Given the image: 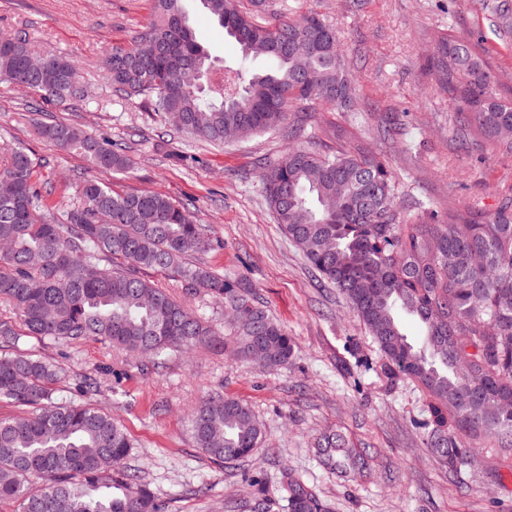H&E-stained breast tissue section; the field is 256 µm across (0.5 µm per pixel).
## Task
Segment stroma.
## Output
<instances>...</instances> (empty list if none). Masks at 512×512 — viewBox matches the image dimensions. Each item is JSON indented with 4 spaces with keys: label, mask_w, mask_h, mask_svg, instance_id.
I'll list each match as a JSON object with an SVG mask.
<instances>
[{
    "label": "stroma",
    "mask_w": 512,
    "mask_h": 512,
    "mask_svg": "<svg viewBox=\"0 0 512 512\" xmlns=\"http://www.w3.org/2000/svg\"><path fill=\"white\" fill-rule=\"evenodd\" d=\"M259 23L320 14L339 32L355 79L356 109L314 105L288 122L301 144L317 150L337 143L364 146L386 162L399 195L440 212H470L483 220L512 192V151L463 134L456 112L428 76L436 33L482 39L501 89L512 94V42L496 38L477 0H266ZM189 22L216 66L269 69L263 58L242 59L236 44L200 6L185 0ZM153 18L152 0H0V32L25 30L38 47L74 61L85 100L27 111L29 93L0 81V147L23 146L41 160L40 176L55 182L93 176L82 154L42 138L37 123L73 124L97 138L124 141L135 166L111 175L119 193L155 192L189 203L219 247L190 264L224 275L261 303L288 331L294 351L287 366L267 369L235 354L223 303L205 292L187 294L160 270L146 278L200 315L210 337L188 352L167 355L163 367L92 339L57 343L21 337L20 349L53 358L68 377L64 400L94 404L120 422L132 450L123 462L138 472L167 512H249L248 475L266 479L268 512H287L282 469L314 485L332 512H512V447L487 448L453 471L432 457L418 421L426 396L412 380L387 379L362 322L336 288L314 277L266 202L262 174L290 144L287 134L263 133L214 145L177 134L167 115L142 99L113 92L103 59L129 45ZM98 375V393L80 391L82 375ZM212 395L245 401L264 431L260 447L232 466L197 447L192 409ZM341 431L366 451L367 476L342 478L326 469L315 439Z\"/></svg>",
    "instance_id": "1"
}]
</instances>
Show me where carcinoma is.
Wrapping results in <instances>:
<instances>
[{
    "label": "carcinoma",
    "mask_w": 512,
    "mask_h": 512,
    "mask_svg": "<svg viewBox=\"0 0 512 512\" xmlns=\"http://www.w3.org/2000/svg\"><path fill=\"white\" fill-rule=\"evenodd\" d=\"M146 31L103 61L112 89L142 97L156 112L176 113L175 129L224 143L276 130L290 109L318 101L354 111L356 88L336 28L309 13L264 27L238 0H199L242 58L265 57L266 71L212 67L184 10V0H153ZM493 30L512 37V0H479ZM429 71L456 103L464 131L493 146H512V100L501 95L485 48L451 33L435 40ZM0 80L44 103L84 97L72 60L38 50L27 35L0 43ZM41 135L82 153L106 174L132 159L122 146L54 122ZM41 162L24 147L0 150V300L25 335L56 342L96 338L131 354L188 350L211 335L204 322L141 275L160 269L190 293L201 289L234 312L240 357L284 366L293 339L264 306L224 276L185 264L214 246L190 210L158 193L119 194L85 179L76 202L68 185L41 181ZM276 221L311 267L338 289L376 344L386 378H409L428 396L426 448L450 469L471 465L477 449L512 447V198L481 223L468 212L406 207L388 167L344 145L292 147L263 177ZM413 319L418 339L404 332ZM20 333L0 318V400L31 408L0 419V502L18 512H165L139 477L121 470L132 444L112 416L89 403L58 400L65 375L57 362L19 347ZM197 444L220 463L252 455L263 431L250 407L216 396L191 415ZM320 463L341 477L368 468L367 454L339 431L317 441ZM251 512H268L266 481L255 476ZM288 512H331L302 478L283 470Z\"/></svg>",
    "instance_id": "carcinoma-1"
}]
</instances>
